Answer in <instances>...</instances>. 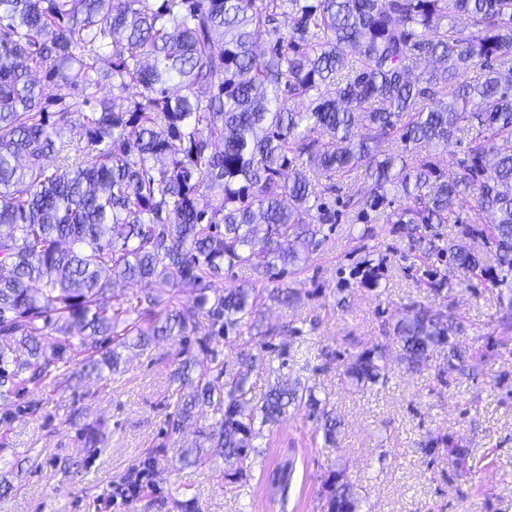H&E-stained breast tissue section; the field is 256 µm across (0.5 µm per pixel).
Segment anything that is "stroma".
<instances>
[{
  "label": "stroma",
  "mask_w": 512,
  "mask_h": 512,
  "mask_svg": "<svg viewBox=\"0 0 512 512\" xmlns=\"http://www.w3.org/2000/svg\"><path fill=\"white\" fill-rule=\"evenodd\" d=\"M342 219L317 250L302 253L280 287L302 289L290 306L257 301L256 316L279 328L249 383L261 395L279 379L315 385L341 427L324 446L305 413L264 426L263 454L246 486L218 482L223 460L170 475L166 449L194 445L195 428L166 434L165 415L181 393L170 374L180 343L162 338L123 351L114 371L50 383L29 394L34 413L0 430V477L11 488L0 512H176L193 500L195 512H312L327 469L341 471L365 500L367 512H512V333L495 332L497 291L473 281L446 300L422 287L424 260L408 238L375 222ZM377 267L379 286L360 285ZM420 300L447 310L467 328L463 343L487 363L474 376L450 370L446 351L427 369L393 365L386 384L356 386L344 377L349 358L389 342L403 307ZM101 422L99 447H83L77 429ZM452 435L470 451V472L456 476L445 455L426 454L425 442ZM295 469L287 494L267 476L285 456ZM139 478L129 493L127 482Z\"/></svg>",
  "instance_id": "1"
}]
</instances>
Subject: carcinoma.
<instances>
[{"label":"carcinoma","mask_w":512,"mask_h":512,"mask_svg":"<svg viewBox=\"0 0 512 512\" xmlns=\"http://www.w3.org/2000/svg\"><path fill=\"white\" fill-rule=\"evenodd\" d=\"M279 14L282 29L271 26ZM476 66L477 79L459 81ZM43 79L73 90L72 101L49 111ZM104 80L142 91L119 105L97 96ZM76 120L85 144L73 150L62 130ZM463 140L446 171L427 157L402 161ZM384 141L398 152L380 159ZM359 173L370 190L343 207L364 222L379 211L405 235L428 263L433 295L454 292L450 266L461 284L489 281L502 305L497 329L511 331L512 0H0V427L26 393L75 375L73 352L89 370L115 369L120 350L179 336L172 378L189 392L166 431L201 422L206 407L213 422L199 448L174 449L172 474L192 456L218 455L224 478L244 483L260 455L255 423L301 409L333 442L336 417L301 380L250 396L249 374L276 329L253 325L256 352H239L230 378L188 338L202 318L211 338L239 331L262 293L296 302L297 289L267 284L299 250L321 246L340 218L328 199ZM464 197L479 223L445 241L433 225L458 223ZM242 265L257 283L216 286L224 268ZM120 282L139 285L136 305L115 295ZM186 289L196 296L184 302ZM465 332L412 301L393 327L396 354L364 350L344 375L374 384L393 362L420 372L445 345L448 367L473 372ZM78 435L95 448L101 427L85 423ZM441 446L467 474L468 449L444 436L424 451ZM362 507L328 470L316 512Z\"/></svg>","instance_id":"cac0c4a2"}]
</instances>
